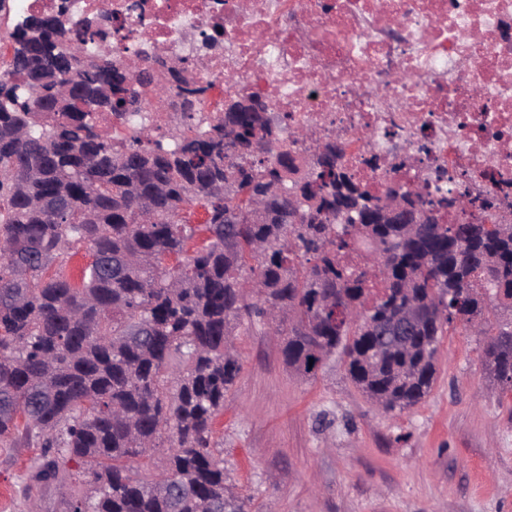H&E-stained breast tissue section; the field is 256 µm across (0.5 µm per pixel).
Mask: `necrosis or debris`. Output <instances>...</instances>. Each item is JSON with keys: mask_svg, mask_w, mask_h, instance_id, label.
<instances>
[{"mask_svg": "<svg viewBox=\"0 0 512 512\" xmlns=\"http://www.w3.org/2000/svg\"><path fill=\"white\" fill-rule=\"evenodd\" d=\"M16 11L108 10L112 44L199 50L207 113L245 88L287 129L342 143L372 192L435 188L439 174L512 216V0H12ZM376 155L378 170L363 166Z\"/></svg>", "mask_w": 512, "mask_h": 512, "instance_id": "obj_1", "label": "necrosis or debris"}]
</instances>
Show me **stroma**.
<instances>
[{
    "mask_svg": "<svg viewBox=\"0 0 512 512\" xmlns=\"http://www.w3.org/2000/svg\"><path fill=\"white\" fill-rule=\"evenodd\" d=\"M283 338L240 330L241 376L215 423L217 450L253 512H512V393L490 378L484 339L456 331L431 395L384 413L339 357L308 379ZM35 448L0 447V512H27Z\"/></svg>",
    "mask_w": 512,
    "mask_h": 512,
    "instance_id": "stroma-1",
    "label": "stroma"
}]
</instances>
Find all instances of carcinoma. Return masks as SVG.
<instances>
[{
  "instance_id": "cac0c4a2",
  "label": "carcinoma",
  "mask_w": 512,
  "mask_h": 512,
  "mask_svg": "<svg viewBox=\"0 0 512 512\" xmlns=\"http://www.w3.org/2000/svg\"><path fill=\"white\" fill-rule=\"evenodd\" d=\"M110 24L24 12L0 63V446L41 449L45 486L87 465L69 512H247L212 444L246 325L288 323L281 354L304 376L342 349L393 412L430 395L461 324L512 391V221L489 199L460 208L445 184L389 212L336 142L296 161L254 94L196 120L190 58L106 49ZM174 90L184 110L160 132L148 99ZM101 112L134 135L102 134ZM163 447L166 471L139 476Z\"/></svg>"
}]
</instances>
